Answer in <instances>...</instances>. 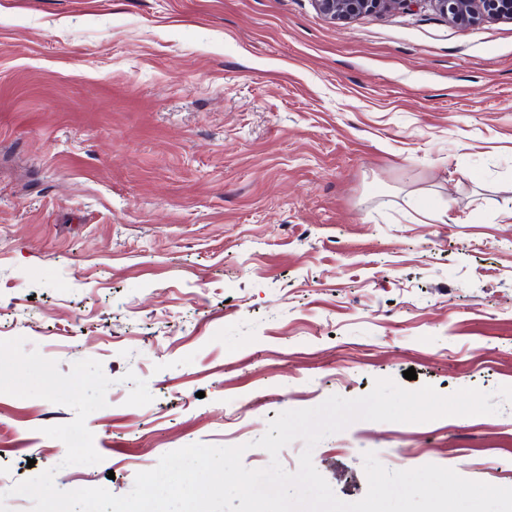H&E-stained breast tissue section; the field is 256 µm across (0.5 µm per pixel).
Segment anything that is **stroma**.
<instances>
[{"label":"stroma","instance_id":"1","mask_svg":"<svg viewBox=\"0 0 512 512\" xmlns=\"http://www.w3.org/2000/svg\"><path fill=\"white\" fill-rule=\"evenodd\" d=\"M111 379L72 408L0 394V492L128 494L162 455L245 446L376 379L512 386V20L433 4L332 23L313 0H0V340ZM415 379H405L408 369ZM358 420L312 462L337 498L363 455L512 484V403Z\"/></svg>","mask_w":512,"mask_h":512}]
</instances>
